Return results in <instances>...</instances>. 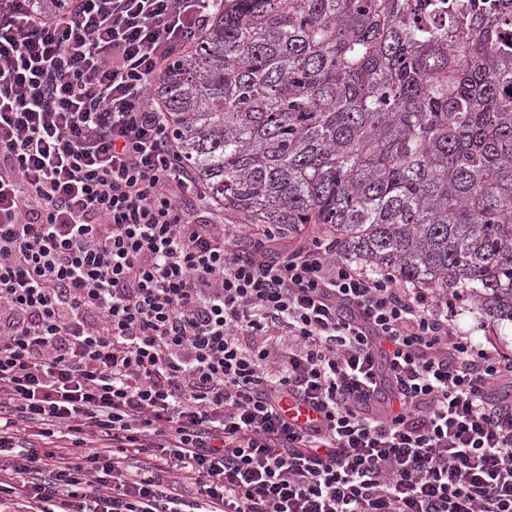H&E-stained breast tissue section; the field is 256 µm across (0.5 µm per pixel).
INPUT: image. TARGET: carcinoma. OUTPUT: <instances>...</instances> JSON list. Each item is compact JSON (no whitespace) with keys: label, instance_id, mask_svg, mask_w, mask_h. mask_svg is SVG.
I'll return each mask as SVG.
<instances>
[{"label":"carcinoma","instance_id":"carcinoma-1","mask_svg":"<svg viewBox=\"0 0 512 512\" xmlns=\"http://www.w3.org/2000/svg\"><path fill=\"white\" fill-rule=\"evenodd\" d=\"M155 94L227 223L512 324V0H223Z\"/></svg>","mask_w":512,"mask_h":512}]
</instances>
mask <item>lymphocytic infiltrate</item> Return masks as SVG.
Returning <instances> with one entry per match:
<instances>
[{"instance_id":"lymphocytic-infiltrate-1","label":"lymphocytic infiltrate","mask_w":512,"mask_h":512,"mask_svg":"<svg viewBox=\"0 0 512 512\" xmlns=\"http://www.w3.org/2000/svg\"><path fill=\"white\" fill-rule=\"evenodd\" d=\"M219 2L0 0V506L512 512V357L183 164L154 82Z\"/></svg>"}]
</instances>
